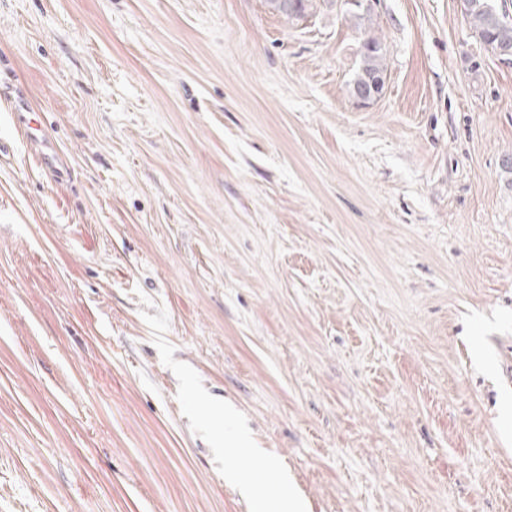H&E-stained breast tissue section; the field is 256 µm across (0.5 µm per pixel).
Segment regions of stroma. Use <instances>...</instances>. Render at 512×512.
Returning a JSON list of instances; mask_svg holds the SVG:
<instances>
[{
	"instance_id": "35a3bbf8",
	"label": "stroma",
	"mask_w": 512,
	"mask_h": 512,
	"mask_svg": "<svg viewBox=\"0 0 512 512\" xmlns=\"http://www.w3.org/2000/svg\"><path fill=\"white\" fill-rule=\"evenodd\" d=\"M228 427L310 512H512V64L461 0H0V512H250ZM363 48V49H362ZM385 53L382 43L374 36H367L361 44V63L359 70L350 85V93L355 94V85L367 77H385ZM18 120L23 124L25 127V131L27 133V136L29 139L38 145L39 147V157L41 160L42 165H44L46 168L50 169H57V163H58V153L54 149V147L48 145V142L46 138L43 136L40 129L29 126V123L26 121L25 115H18ZM36 132H40V135Z\"/></svg>"
}]
</instances>
